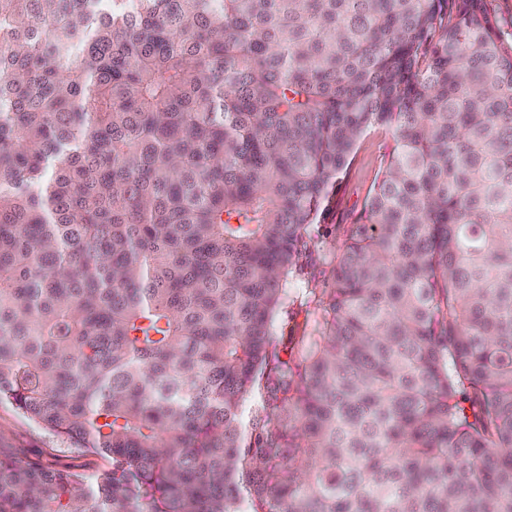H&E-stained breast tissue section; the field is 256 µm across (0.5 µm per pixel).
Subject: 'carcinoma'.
I'll list each match as a JSON object with an SVG mask.
<instances>
[{
	"label": "carcinoma",
	"instance_id": "obj_1",
	"mask_svg": "<svg viewBox=\"0 0 512 512\" xmlns=\"http://www.w3.org/2000/svg\"><path fill=\"white\" fill-rule=\"evenodd\" d=\"M2 403L111 467L0 458V512H512L490 0H0ZM390 145L391 139L381 131H371L361 138L347 173L334 185L330 202L320 222L314 225L313 235L319 244L303 259L302 272L297 280L312 279L320 288L328 277L329 267L325 260L327 252L334 238L336 241L343 239L349 225L359 222Z\"/></svg>",
	"mask_w": 512,
	"mask_h": 512
}]
</instances>
